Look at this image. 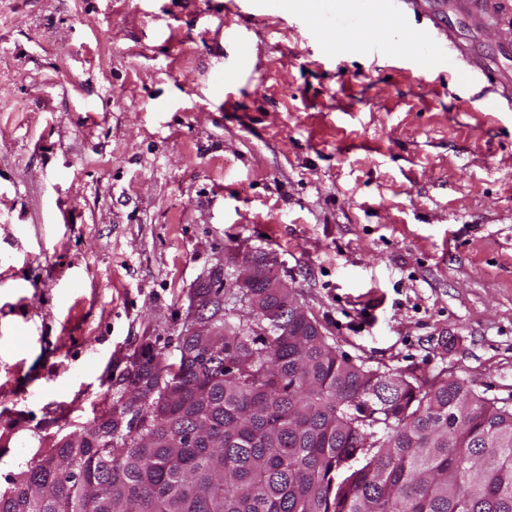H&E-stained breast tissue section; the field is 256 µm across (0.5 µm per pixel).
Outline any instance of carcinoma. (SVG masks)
I'll return each instance as SVG.
<instances>
[{
	"mask_svg": "<svg viewBox=\"0 0 512 512\" xmlns=\"http://www.w3.org/2000/svg\"><path fill=\"white\" fill-rule=\"evenodd\" d=\"M289 288L237 293L195 337L132 362L95 428L55 441L0 512H512V410L464 378L338 353ZM206 428L224 447H180Z\"/></svg>",
	"mask_w": 512,
	"mask_h": 512,
	"instance_id": "1",
	"label": "carcinoma"
}]
</instances>
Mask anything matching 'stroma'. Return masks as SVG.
I'll return each instance as SVG.
<instances>
[{
    "label": "stroma",
    "instance_id": "obj_1",
    "mask_svg": "<svg viewBox=\"0 0 512 512\" xmlns=\"http://www.w3.org/2000/svg\"><path fill=\"white\" fill-rule=\"evenodd\" d=\"M338 11L0 0L1 489L251 257L349 359L512 407L511 29L447 13L466 80L411 10Z\"/></svg>",
    "mask_w": 512,
    "mask_h": 512
}]
</instances>
